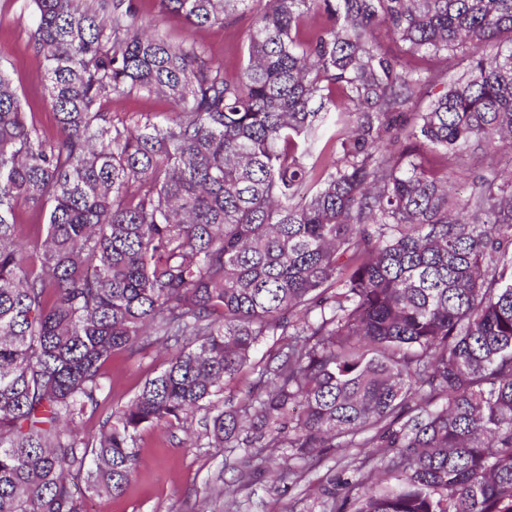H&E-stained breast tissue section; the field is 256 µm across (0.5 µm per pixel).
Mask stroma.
<instances>
[{
    "instance_id": "35a3bbf8",
    "label": "stroma",
    "mask_w": 512,
    "mask_h": 512,
    "mask_svg": "<svg viewBox=\"0 0 512 512\" xmlns=\"http://www.w3.org/2000/svg\"><path fill=\"white\" fill-rule=\"evenodd\" d=\"M141 19L151 24L169 41L194 40L222 61L224 72L239 74L247 54L252 13H245L226 24L203 28L188 26L179 17L162 13L158 0H137ZM36 17L30 0H0V66L5 67L21 96L24 109L31 113L45 135H55V114L47 102L45 63L34 51L30 33ZM435 170L449 169L460 184L471 185L481 177L512 170L507 162L487 159L447 162L440 156L428 159ZM281 345L279 337H265L249 364L233 380L224 384L221 401L225 409L237 407L257 377L259 364ZM166 354L150 349L134 357L117 353L106 363L105 409L117 410L129 403L145 380L164 365ZM175 427L171 431L147 428L138 438L140 458L137 473L122 495L91 496L89 512H193L214 484H224L226 493L215 507L217 512H323L324 486L343 487L356 480L359 472L376 469L379 455L373 448H352L345 455L331 454L311 467L302 478L282 476L287 466L281 449L266 448V461L254 477L240 481L241 449L208 448L199 434Z\"/></svg>"
}]
</instances>
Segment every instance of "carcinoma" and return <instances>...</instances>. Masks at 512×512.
Returning <instances> with one entry per match:
<instances>
[{"instance_id": "cac0c4a2", "label": "carcinoma", "mask_w": 512, "mask_h": 512, "mask_svg": "<svg viewBox=\"0 0 512 512\" xmlns=\"http://www.w3.org/2000/svg\"><path fill=\"white\" fill-rule=\"evenodd\" d=\"M250 2L159 0L192 27ZM32 3L59 133L1 69L0 512H85L75 475L122 494L138 433L200 411L209 448L382 449L395 486L325 488L329 512H512V172L461 200L423 163L512 141V0H266L232 79L135 0ZM419 57L442 82L410 121ZM153 95L172 111L101 109ZM21 199L46 208L29 246ZM156 344L175 355L85 431L105 363ZM280 336H267L258 345L253 353L249 364L244 367L242 372L233 380L226 381L224 384V393L221 396V404H224V410L237 407L244 399L251 383L257 377L258 364L266 361L269 354L275 352L280 346Z\"/></svg>"}]
</instances>
